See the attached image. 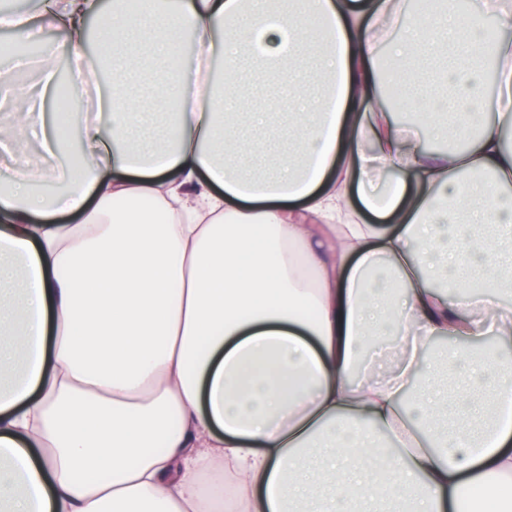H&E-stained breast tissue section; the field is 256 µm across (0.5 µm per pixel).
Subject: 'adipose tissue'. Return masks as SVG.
Instances as JSON below:
<instances>
[{
    "instance_id": "ef3b65f1",
    "label": "adipose tissue",
    "mask_w": 512,
    "mask_h": 512,
    "mask_svg": "<svg viewBox=\"0 0 512 512\" xmlns=\"http://www.w3.org/2000/svg\"><path fill=\"white\" fill-rule=\"evenodd\" d=\"M407 0H141L98 34L112 69L109 132L60 112L43 145L71 161L46 194L37 167L0 189V512H512V9L486 0L476 28L457 0L434 17ZM98 0H52L42 45L86 58ZM502 30L493 45L485 26ZM192 31L222 78L180 71ZM446 97L416 126L464 134L450 155L392 120L378 47ZM264 76L262 104L241 72ZM505 103H485V72ZM149 77L172 120L143 153ZM394 171L377 199L370 187ZM494 346L440 367L434 335Z\"/></svg>"
}]
</instances>
